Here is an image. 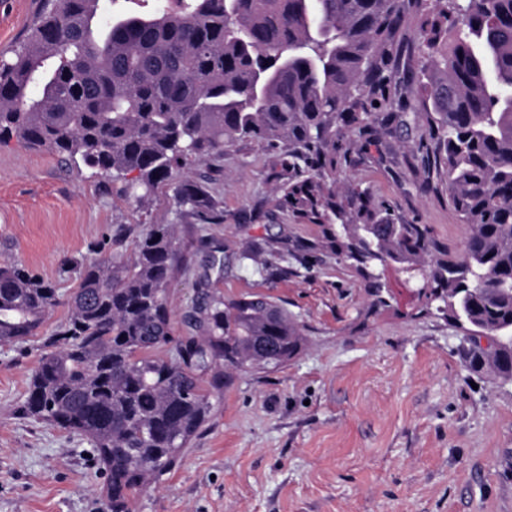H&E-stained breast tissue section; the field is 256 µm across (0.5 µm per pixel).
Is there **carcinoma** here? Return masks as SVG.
<instances>
[{"label": "carcinoma", "instance_id": "obj_1", "mask_svg": "<svg viewBox=\"0 0 512 512\" xmlns=\"http://www.w3.org/2000/svg\"><path fill=\"white\" fill-rule=\"evenodd\" d=\"M410 15L409 52L427 60L411 79L400 65ZM404 90L422 108L421 192L447 182L471 227L459 253L425 224L396 223L352 181L336 192L341 128L389 129ZM246 138L292 159L282 205L325 225L324 248L369 283L372 308L388 306L378 269L416 272L426 311L461 331L474 365L512 378V0H156L117 14L99 0H40L18 48L0 55V145L133 173L140 202L174 181L199 221L219 219L205 186L177 171ZM179 263L172 225L153 224L131 259L81 264L65 300L0 266L1 345L36 336L51 308L68 306L41 338L19 411L88 441L111 512H129L174 469L231 372L279 369L304 345L270 297L209 292L189 318L205 335L174 339L166 294Z\"/></svg>", "mask_w": 512, "mask_h": 512}]
</instances>
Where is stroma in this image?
<instances>
[{
  "instance_id": "obj_1",
  "label": "stroma",
  "mask_w": 512,
  "mask_h": 512,
  "mask_svg": "<svg viewBox=\"0 0 512 512\" xmlns=\"http://www.w3.org/2000/svg\"><path fill=\"white\" fill-rule=\"evenodd\" d=\"M39 0H0V53L28 32ZM337 189L360 183L395 219L428 225L451 251L469 228L447 187L425 196L418 133L344 130ZM224 219L203 224L172 185L144 203L126 180L18 142L0 146V265L68 295L73 264L131 258L149 225L183 250L167 305L177 336L204 292L287 302L306 345L276 371H236L222 404L157 488L130 512H512V381L474 372L448 322L420 311L416 282L386 273L390 307L369 311L365 282L322 250V228L280 207L281 149L254 140L194 162ZM39 353L0 346V512H109L106 478L83 438L17 411Z\"/></svg>"
}]
</instances>
